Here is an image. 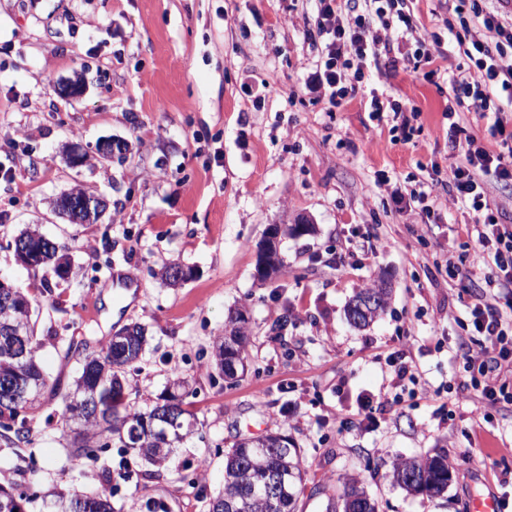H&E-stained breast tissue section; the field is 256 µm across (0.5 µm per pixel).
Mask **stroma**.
Segmentation results:
<instances>
[{
  "mask_svg": "<svg viewBox=\"0 0 512 512\" xmlns=\"http://www.w3.org/2000/svg\"><path fill=\"white\" fill-rule=\"evenodd\" d=\"M458 0H405L417 29L436 33L433 65L371 74L333 107L304 88L318 58L305 37L314 0H0V277L33 298L34 334L56 395L32 409L23 455L0 451V484L25 493H92L111 470L114 512H207L224 487V451L235 440L281 431L306 465L301 512H326L345 481L364 480L379 512H468L472 495L512 494V405L473 414L458 347L483 287L481 256L466 244L472 210L448 203L465 150L448 142V78L465 66L454 30ZM437 68L435 80L424 79ZM82 75L86 90L55 87ZM411 110L403 138L370 120L371 93ZM126 154L72 169L64 146L106 139ZM429 185L430 212H399L380 186ZM81 187L110 206L96 224H68L52 210ZM308 220L283 239L282 273L255 275L272 224ZM34 227L66 246L73 276L32 270L12 242ZM177 262L194 276L164 284ZM468 270L465 284L447 263ZM387 281L384 312L357 330L344 308L354 291ZM247 319L243 377L219 376L211 351L229 312ZM285 329H278L279 321ZM141 325L147 343L124 378L138 408L176 378L197 430L159 477L112 448L73 457L61 426L64 397L83 358L70 344L103 341ZM415 378L394 385V369ZM448 452L443 497L407 494L389 474L401 457Z\"/></svg>",
  "mask_w": 512,
  "mask_h": 512,
  "instance_id": "35a3bbf8",
  "label": "stroma"
}]
</instances>
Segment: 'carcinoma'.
Instances as JSON below:
<instances>
[{"label": "carcinoma", "instance_id": "1", "mask_svg": "<svg viewBox=\"0 0 512 512\" xmlns=\"http://www.w3.org/2000/svg\"><path fill=\"white\" fill-rule=\"evenodd\" d=\"M25 241L23 262L50 266L55 274L69 273L70 258L62 245L50 244L36 228L19 235ZM32 304L16 288L0 289V322L11 329L0 331V439L15 452L29 443L31 420L27 410L47 391L55 392L42 369L39 343L31 326ZM124 344L112 338L101 349L84 356L75 388L65 398V416L77 424L73 454L98 459L106 448L134 452L160 470L167 467L175 448L194 434L197 420L184 408V382L175 381L149 408L133 405L125 393L122 373L136 362L146 344L144 328L128 330ZM213 357L225 377L244 375L247 359L246 321L232 313L224 335L213 343ZM267 446L251 439L234 442L224 451V488L209 500L208 512H297V501L306 473L300 449L280 432L266 435ZM448 453L443 448L419 457L399 458L392 466V484L408 493L439 496L448 488ZM27 495L0 485V507L5 512H27ZM44 512H112L111 495L103 489L90 495L63 493L43 500ZM327 512H376L374 500L357 478L345 482L343 494Z\"/></svg>", "mask_w": 512, "mask_h": 512}]
</instances>
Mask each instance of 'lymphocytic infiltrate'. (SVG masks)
<instances>
[{"mask_svg":"<svg viewBox=\"0 0 512 512\" xmlns=\"http://www.w3.org/2000/svg\"><path fill=\"white\" fill-rule=\"evenodd\" d=\"M368 2V8L360 9L347 0H318L315 28L307 36L320 42L321 53L305 86L331 106L341 105L362 89L366 68L396 69L399 60L391 55L394 45L414 40L412 60L417 64L433 63L443 53L437 35L415 31L411 19L397 9L398 0ZM458 10L466 16L461 29L469 35L464 50L468 65L451 81L455 106L447 111L448 140L464 141L466 164L453 174L451 200L481 215V224L468 231L467 238L487 257L486 287L507 295L512 294V225L499 223L481 181L491 173L512 183V151L494 153L477 146L474 136L463 135L455 115L462 106L493 115L494 132L503 143L512 144V130L502 118L505 108L512 107V22L483 10L479 0H460ZM470 315L477 340L462 345L461 351L477 369L471 387L476 408L483 412L507 390L503 375L512 368V342L507 339L506 318L486 295L476 297Z\"/></svg>","mask_w":512,"mask_h":512,"instance_id":"obj_1","label":"lymphocytic infiltrate"}]
</instances>
